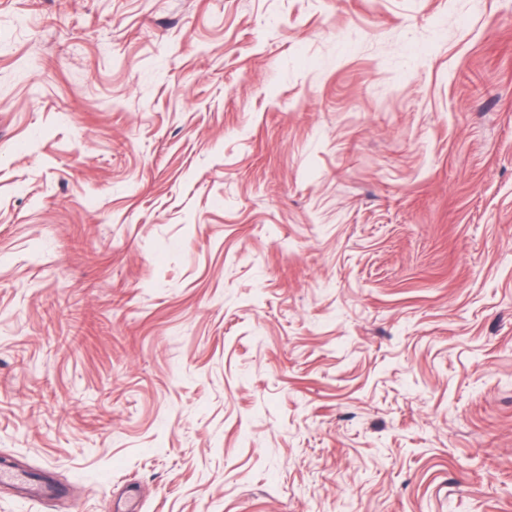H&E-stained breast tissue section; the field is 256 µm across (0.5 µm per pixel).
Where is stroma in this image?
Segmentation results:
<instances>
[{
  "label": "stroma",
  "mask_w": 512,
  "mask_h": 512,
  "mask_svg": "<svg viewBox=\"0 0 512 512\" xmlns=\"http://www.w3.org/2000/svg\"><path fill=\"white\" fill-rule=\"evenodd\" d=\"M0 512H512V0H0ZM11 486L18 490L25 499L53 498L61 494L59 487L36 480L34 473L13 469H0V486Z\"/></svg>",
  "instance_id": "stroma-1"
}]
</instances>
